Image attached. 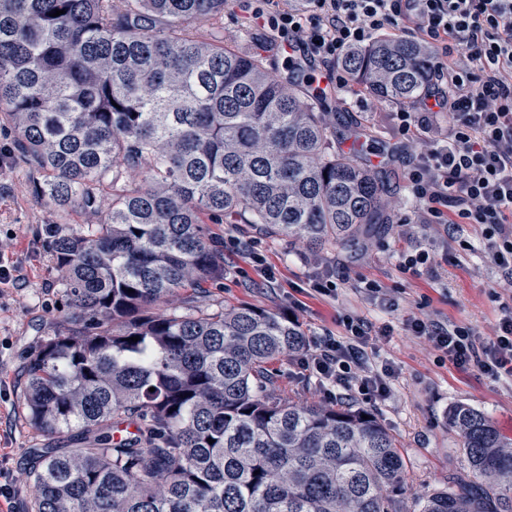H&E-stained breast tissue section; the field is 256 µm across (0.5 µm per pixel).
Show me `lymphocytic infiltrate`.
<instances>
[{"mask_svg": "<svg viewBox=\"0 0 512 512\" xmlns=\"http://www.w3.org/2000/svg\"><path fill=\"white\" fill-rule=\"evenodd\" d=\"M254 10L311 65L336 74V102L345 104L349 80L341 63L354 49L402 28L416 34L436 55L434 74L444 87L428 90L396 113L398 130L424 149L412 171L410 192L427 224L454 235L463 224L485 225V252L512 283V0H306L283 8L260 0ZM447 116L448 131L437 119ZM345 333L311 337L298 364L336 400V388H356L366 402L390 393L389 368H374L368 354L373 329L364 319L343 315ZM413 335L424 338L461 371L489 378L512 376V311L502 317L494 341L481 343L473 329L416 317Z\"/></svg>", "mask_w": 512, "mask_h": 512, "instance_id": "obj_1", "label": "lymphocytic infiltrate"}]
</instances>
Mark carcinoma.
<instances>
[{
	"instance_id": "1",
	"label": "carcinoma",
	"mask_w": 512,
	"mask_h": 512,
	"mask_svg": "<svg viewBox=\"0 0 512 512\" xmlns=\"http://www.w3.org/2000/svg\"><path fill=\"white\" fill-rule=\"evenodd\" d=\"M224 3L0 0V121L57 223L95 219L49 241L63 327L23 370V415L46 439L30 512H407L406 462L374 414L272 389L269 367L305 347L299 327L180 301L224 274L205 216L355 248L388 203L384 172L336 150L317 101L224 44ZM342 67L411 104L433 57L383 37ZM123 421L136 433L115 441ZM448 421L467 471L420 512H512V441L465 404Z\"/></svg>"
}]
</instances>
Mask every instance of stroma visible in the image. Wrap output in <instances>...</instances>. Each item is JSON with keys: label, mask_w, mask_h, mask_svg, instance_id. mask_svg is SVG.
Here are the masks:
<instances>
[{"label": "stroma", "mask_w": 512, "mask_h": 512, "mask_svg": "<svg viewBox=\"0 0 512 512\" xmlns=\"http://www.w3.org/2000/svg\"><path fill=\"white\" fill-rule=\"evenodd\" d=\"M256 0H234L224 15V40L239 52L262 55L276 77L289 69L279 50V39L269 30L255 27L250 16ZM336 115L337 128L362 130L363 156L387 171L390 181L387 223L376 225L360 248L332 245L310 248L255 231L249 224H210L206 230L216 242L238 238L251 243L274 267L277 283L257 273L241 276L247 261L242 254L224 257V278L207 286L205 293L191 291L194 300L212 307L247 305L283 312L287 294L298 293L304 307L299 313L305 335L330 331L343 335L337 322L342 313L367 319L374 327L391 326L392 336L376 343L380 361L389 364L391 393L370 407L373 414L397 437L407 463L403 496L415 505L422 495L444 488L448 475L464 470L465 458L457 431L448 423L455 405L466 404L488 414L505 439L512 440V379L492 380L476 371L461 372L420 338L405 329L408 319L430 316L448 325H467L484 337L503 315L502 299L512 296L508 286L481 251L484 227L467 224L461 241L449 239L443 225L423 224L419 208L409 200V176L417 162L418 149L399 134L397 104L378 102L365 91L348 96L344 106L326 100ZM13 136L0 127V240L12 239V252L26 277L18 290L0 298V469L17 478L15 512H27L30 487L27 448L41 438L25 422L19 405L23 366L44 338L53 334L62 314L55 261L46 237L38 229L53 223L37 187L39 171L12 155ZM470 249H462V241ZM425 251L436 259L434 269L405 266L407 256ZM332 275L339 284L335 299L309 290L313 280ZM374 282L392 292L398 309L386 311L369 303L363 294ZM273 384L280 394L299 403L325 404L315 380L299 371L296 358L273 366Z\"/></svg>", "instance_id": "stroma-1"}]
</instances>
